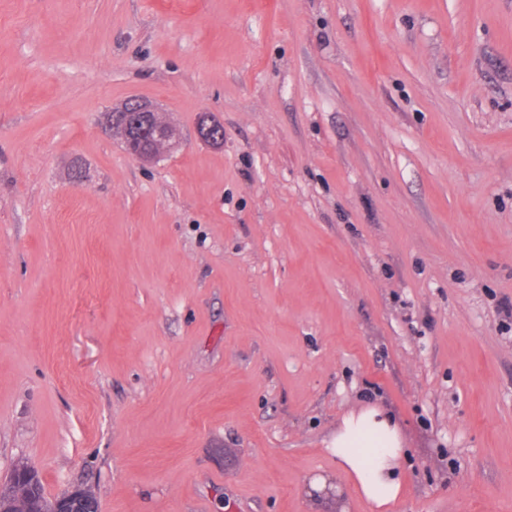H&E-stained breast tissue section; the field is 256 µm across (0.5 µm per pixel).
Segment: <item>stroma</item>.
Instances as JSON below:
<instances>
[{"label": "stroma", "mask_w": 512, "mask_h": 512, "mask_svg": "<svg viewBox=\"0 0 512 512\" xmlns=\"http://www.w3.org/2000/svg\"><path fill=\"white\" fill-rule=\"evenodd\" d=\"M511 302L512 0H0V480L373 512L330 446L374 406L391 512H512ZM111 112L124 113L114 116L112 114V120L107 122L113 136L125 142L132 129L138 131L142 142L147 147L145 150L131 151V154L141 161L157 158L159 154L155 152V147H159L162 143L167 146L173 137L170 126L158 119L156 109L144 100L130 99L120 109Z\"/></svg>", "instance_id": "35a3bbf8"}]
</instances>
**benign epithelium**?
I'll use <instances>...</instances> for the list:
<instances>
[{"label":"benign epithelium","instance_id":"benign-epithelium-1","mask_svg":"<svg viewBox=\"0 0 512 512\" xmlns=\"http://www.w3.org/2000/svg\"><path fill=\"white\" fill-rule=\"evenodd\" d=\"M112 135L127 141L129 132L138 131L145 150L133 152V156L141 161H151L158 157L155 148L161 144H169L173 137L170 126L157 117V111L152 104L141 99H130L120 108V113L112 116L107 123ZM28 483L37 485V473L27 465L16 467L6 482L0 483V512H13L15 503L13 492L18 484ZM50 512H96V505L84 490L76 489L53 499Z\"/></svg>","mask_w":512,"mask_h":512}]
</instances>
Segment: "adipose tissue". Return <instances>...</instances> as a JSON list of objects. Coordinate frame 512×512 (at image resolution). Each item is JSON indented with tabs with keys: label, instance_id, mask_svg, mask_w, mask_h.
I'll list each match as a JSON object with an SVG mask.
<instances>
[{
	"label": "adipose tissue",
	"instance_id": "adipose-tissue-1",
	"mask_svg": "<svg viewBox=\"0 0 512 512\" xmlns=\"http://www.w3.org/2000/svg\"><path fill=\"white\" fill-rule=\"evenodd\" d=\"M332 452L338 466L373 508L396 503L401 492L397 460L402 448L390 416L370 409L347 417Z\"/></svg>",
	"mask_w": 512,
	"mask_h": 512
}]
</instances>
